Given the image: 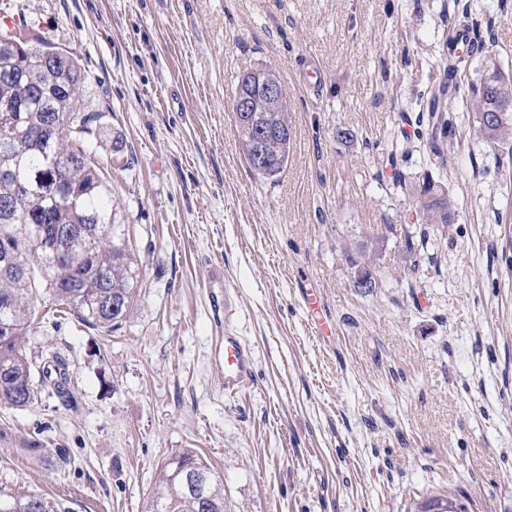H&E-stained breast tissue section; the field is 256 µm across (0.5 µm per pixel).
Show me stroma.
Returning <instances> with one entry per match:
<instances>
[{
    "label": "stroma",
    "mask_w": 512,
    "mask_h": 512,
    "mask_svg": "<svg viewBox=\"0 0 512 512\" xmlns=\"http://www.w3.org/2000/svg\"><path fill=\"white\" fill-rule=\"evenodd\" d=\"M464 9L489 30L441 160L416 133V99ZM2 13L20 24L0 35L78 56L102 114L88 149L141 278L109 333L36 300L28 353L66 359L76 403L50 387L25 409L0 403V495L144 512L161 462L192 448L224 512H414L431 497L512 512V152L479 134L470 91L489 64L512 72V0H0ZM300 55L323 68L317 94ZM265 67L292 118L274 182L251 173L231 107L243 72ZM403 136L394 189L387 146ZM426 180L454 219L413 259ZM213 264L255 356L235 397L211 359ZM302 280L336 321L334 349L310 333Z\"/></svg>",
    "instance_id": "35a3bbf8"
}]
</instances>
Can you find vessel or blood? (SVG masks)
Wrapping results in <instances>:
<instances>
[{
  "instance_id": "1",
  "label": "vessel or blood",
  "mask_w": 512,
  "mask_h": 512,
  "mask_svg": "<svg viewBox=\"0 0 512 512\" xmlns=\"http://www.w3.org/2000/svg\"><path fill=\"white\" fill-rule=\"evenodd\" d=\"M207 285L211 297L212 319L224 334L218 337L212 350L216 363L224 367V393L233 396L251 387L255 381L254 353L251 346L239 336L230 323L233 291L224 280L222 269H211ZM301 306L309 328L317 341L325 347L331 346L334 323L314 292L304 288L300 291Z\"/></svg>"
}]
</instances>
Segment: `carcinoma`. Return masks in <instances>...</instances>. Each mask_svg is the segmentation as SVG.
<instances>
[{
    "label": "carcinoma",
    "mask_w": 512,
    "mask_h": 512,
    "mask_svg": "<svg viewBox=\"0 0 512 512\" xmlns=\"http://www.w3.org/2000/svg\"><path fill=\"white\" fill-rule=\"evenodd\" d=\"M455 23L471 35L470 49L459 50L450 37L443 49L442 78L423 99L429 112L431 138L448 136L450 109L459 94L458 76L468 71L482 51L481 20L464 10ZM48 44L0 42V255L16 261L13 272H0V401L27 407L41 387L51 386L63 402L74 397L65 360L48 355L40 380L32 377V361L23 346L34 312L30 295L43 290L62 311L93 328L110 332L127 316L139 296L140 272L127 225L118 217L111 191L94 161L76 143L92 136L100 113L83 100L85 73L79 60L65 53L67 66L44 60ZM280 83L271 68L242 75L235 93L252 98V111L233 113L242 152L251 171L274 179L288 168L292 125L286 100L275 108L264 104L252 82L257 77ZM479 132L498 143L512 138V77L494 68L472 90ZM48 124L38 139L30 129ZM424 229L419 240L407 237V248L426 247L429 231L454 219L448 192L432 181L418 195ZM0 512H49L41 498L0 497ZM146 512H224V489L210 465L186 448L161 464Z\"/></svg>",
    "instance_id": "1"
}]
</instances>
